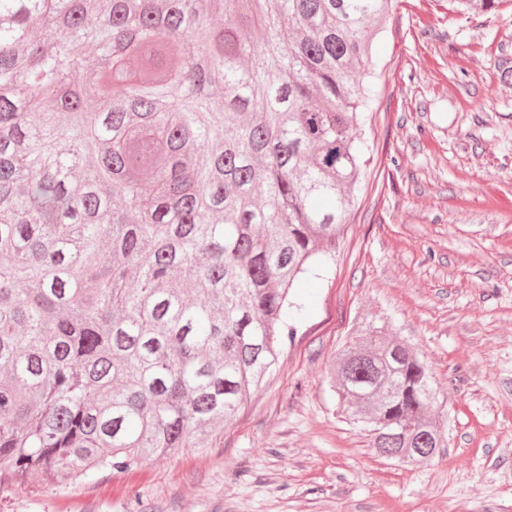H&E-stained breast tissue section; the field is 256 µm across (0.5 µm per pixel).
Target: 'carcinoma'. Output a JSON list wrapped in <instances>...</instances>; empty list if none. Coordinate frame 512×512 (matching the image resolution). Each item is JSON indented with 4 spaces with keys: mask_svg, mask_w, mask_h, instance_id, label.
<instances>
[{
    "mask_svg": "<svg viewBox=\"0 0 512 512\" xmlns=\"http://www.w3.org/2000/svg\"><path fill=\"white\" fill-rule=\"evenodd\" d=\"M390 2L0 0V472L87 479L233 420L336 253ZM331 375L377 454L444 447L383 327Z\"/></svg>",
    "mask_w": 512,
    "mask_h": 512,
    "instance_id": "cac0c4a2",
    "label": "carcinoma"
}]
</instances>
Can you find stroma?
Wrapping results in <instances>:
<instances>
[{
    "instance_id": "1",
    "label": "stroma",
    "mask_w": 512,
    "mask_h": 512,
    "mask_svg": "<svg viewBox=\"0 0 512 512\" xmlns=\"http://www.w3.org/2000/svg\"><path fill=\"white\" fill-rule=\"evenodd\" d=\"M370 163L335 261L229 424L95 478L0 481V512H512V0H393L372 39ZM423 360L445 446L370 448L329 366L369 321Z\"/></svg>"
}]
</instances>
